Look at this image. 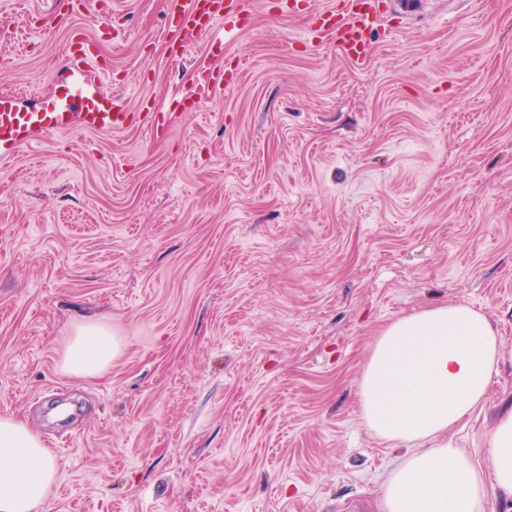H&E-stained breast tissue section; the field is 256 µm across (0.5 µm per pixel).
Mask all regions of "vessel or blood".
I'll return each mask as SVG.
<instances>
[{"instance_id":"b4317fda","label":"vessel or blood","mask_w":512,"mask_h":512,"mask_svg":"<svg viewBox=\"0 0 512 512\" xmlns=\"http://www.w3.org/2000/svg\"><path fill=\"white\" fill-rule=\"evenodd\" d=\"M167 16L174 28L177 52H185L203 35L216 28L240 30L238 14L244 0H166ZM377 18L373 0H337L335 9L315 14L313 31L335 35L340 53L357 65L368 54L367 35ZM99 46L91 37L70 41L63 69L53 80L39 108L21 107L13 94H0V160L10 158L16 148L47 133L81 128L109 132L126 128L130 114L125 101L107 90L109 68L98 60ZM204 83L193 92L192 105H200L225 82L223 73L199 63Z\"/></svg>"}]
</instances>
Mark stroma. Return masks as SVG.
<instances>
[{"label": "stroma", "instance_id": "35a3bbf8", "mask_svg": "<svg viewBox=\"0 0 512 512\" xmlns=\"http://www.w3.org/2000/svg\"><path fill=\"white\" fill-rule=\"evenodd\" d=\"M252 0L242 36L172 51L166 0H0V92L47 91L73 28L133 114L0 161V417L58 465L51 512H375L404 448L364 424L371 344L451 303L510 358L449 432L483 459L512 404V0L380 8L368 60L311 11ZM233 73L195 112L196 62ZM93 317L121 342L72 379ZM119 347L118 340L106 324L89 320L77 325L70 336L64 337L60 370L63 375L76 379L100 376L111 366Z\"/></svg>", "mask_w": 512, "mask_h": 512}]
</instances>
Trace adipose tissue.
Listing matches in <instances>:
<instances>
[{
  "instance_id": "adipose-tissue-1",
  "label": "adipose tissue",
  "mask_w": 512,
  "mask_h": 512,
  "mask_svg": "<svg viewBox=\"0 0 512 512\" xmlns=\"http://www.w3.org/2000/svg\"><path fill=\"white\" fill-rule=\"evenodd\" d=\"M119 350L98 320L64 337L63 375L104 374ZM506 352L488 318L467 304L433 306L388 324L371 344L359 381L367 428L392 445H407L388 471L379 512H485L489 500L512 499V406L488 438L487 465L448 444V432L480 408ZM57 466L27 423L0 419V512H49Z\"/></svg>"
}]
</instances>
